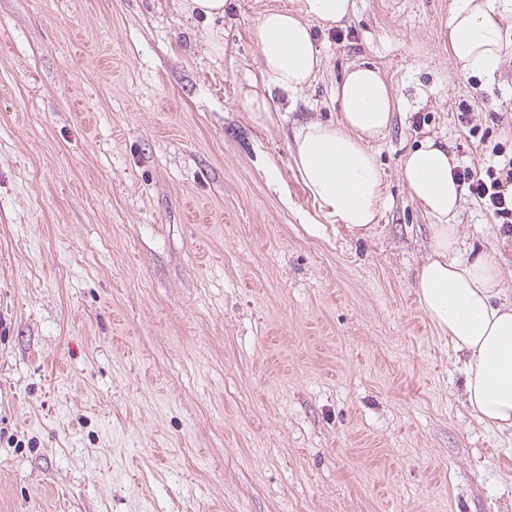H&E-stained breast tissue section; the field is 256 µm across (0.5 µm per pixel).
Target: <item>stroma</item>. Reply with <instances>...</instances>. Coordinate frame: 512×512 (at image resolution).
Returning <instances> with one entry per match:
<instances>
[{"label": "stroma", "mask_w": 512, "mask_h": 512, "mask_svg": "<svg viewBox=\"0 0 512 512\" xmlns=\"http://www.w3.org/2000/svg\"><path fill=\"white\" fill-rule=\"evenodd\" d=\"M183 3L0 0V512H512V436L420 307L430 218L401 177L427 137L512 159V28L466 78L454 0H354L262 128L251 30L300 0ZM355 64L398 102L360 239L290 152ZM449 221L500 244L470 194ZM185 9L190 15H197L205 21L224 17L225 0H185Z\"/></svg>", "instance_id": "stroma-1"}]
</instances>
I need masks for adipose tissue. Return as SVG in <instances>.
<instances>
[{
  "instance_id": "1",
  "label": "adipose tissue",
  "mask_w": 512,
  "mask_h": 512,
  "mask_svg": "<svg viewBox=\"0 0 512 512\" xmlns=\"http://www.w3.org/2000/svg\"><path fill=\"white\" fill-rule=\"evenodd\" d=\"M352 0H302L299 10L270 8L252 39L261 51V88L246 98L257 125L275 123V95L290 98L321 70L312 24L346 19ZM512 0H455L448 18V52L459 73L492 76L503 56L502 27ZM338 122L301 125L292 148L294 167L312 199L347 232L372 229L384 203V179L372 142L388 132L396 100L379 70L356 65L334 91ZM412 197L431 217L432 254L416 274L422 310L447 336L462 362L463 399L477 420L512 435V300L504 297L499 251L460 254L449 215L462 188L445 146L425 139L402 162Z\"/></svg>"
}]
</instances>
